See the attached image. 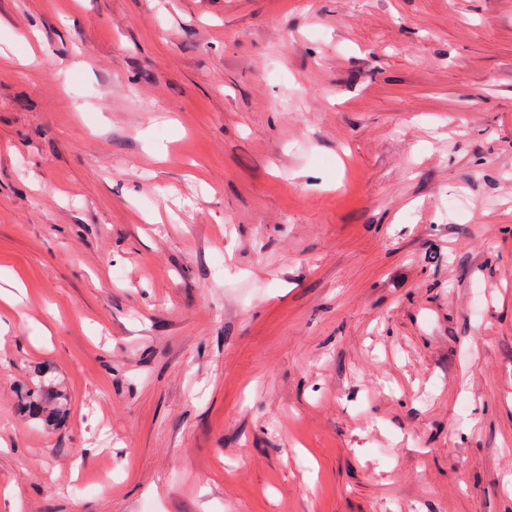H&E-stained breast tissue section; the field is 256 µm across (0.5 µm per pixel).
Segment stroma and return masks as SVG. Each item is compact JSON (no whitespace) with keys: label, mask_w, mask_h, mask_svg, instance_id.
Listing matches in <instances>:
<instances>
[{"label":"stroma","mask_w":512,"mask_h":512,"mask_svg":"<svg viewBox=\"0 0 512 512\" xmlns=\"http://www.w3.org/2000/svg\"><path fill=\"white\" fill-rule=\"evenodd\" d=\"M2 289L0 512H512V0H0ZM58 383L43 372L35 373L32 387L21 393V403L33 419L44 426H54L60 417V406L67 403V394ZM55 401L58 406L50 408L47 404Z\"/></svg>","instance_id":"obj_1"}]
</instances>
